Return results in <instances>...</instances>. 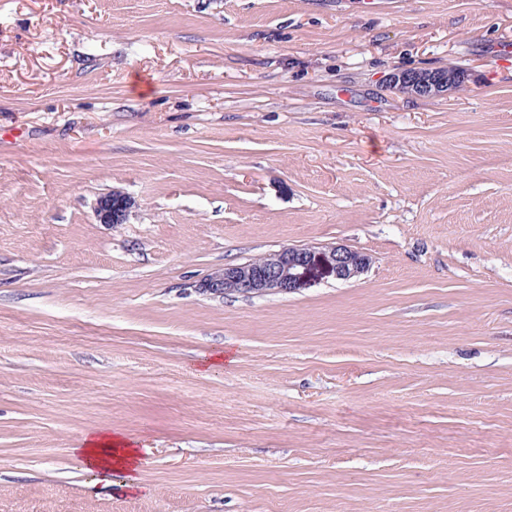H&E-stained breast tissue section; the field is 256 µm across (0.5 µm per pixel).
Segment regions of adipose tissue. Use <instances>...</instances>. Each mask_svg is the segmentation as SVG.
<instances>
[{"label":"adipose tissue","instance_id":"1","mask_svg":"<svg viewBox=\"0 0 512 512\" xmlns=\"http://www.w3.org/2000/svg\"><path fill=\"white\" fill-rule=\"evenodd\" d=\"M74 454L94 482L130 488L136 481L141 453L111 428L99 427L86 433Z\"/></svg>","mask_w":512,"mask_h":512}]
</instances>
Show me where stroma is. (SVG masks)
Segmentation results:
<instances>
[{"instance_id": "35a3bbf8", "label": "stroma", "mask_w": 512, "mask_h": 512, "mask_svg": "<svg viewBox=\"0 0 512 512\" xmlns=\"http://www.w3.org/2000/svg\"><path fill=\"white\" fill-rule=\"evenodd\" d=\"M503 45L512 0H0V512H512ZM336 244L368 270L199 289ZM389 83L406 93L420 97H435L456 88L458 74L450 68L448 70L403 71L393 74ZM131 207V200L124 194L114 191L97 201L96 213L100 223L121 224ZM82 469L95 483L132 488L142 454L139 448L112 427H99L86 433L79 448H73Z\"/></svg>"}]
</instances>
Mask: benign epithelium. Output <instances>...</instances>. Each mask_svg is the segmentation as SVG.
<instances>
[{"label":"benign epithelium","instance_id":"1","mask_svg":"<svg viewBox=\"0 0 512 512\" xmlns=\"http://www.w3.org/2000/svg\"><path fill=\"white\" fill-rule=\"evenodd\" d=\"M389 83L406 93L435 97L457 87L458 74L453 69L403 71L392 75ZM130 207L131 200L114 191L98 199L96 213L102 224H121ZM369 266L368 256L342 245L321 250L287 246L266 256L261 263L226 265L213 272L199 288L212 294L290 293L306 285L318 269L337 280L349 281Z\"/></svg>","mask_w":512,"mask_h":512}]
</instances>
